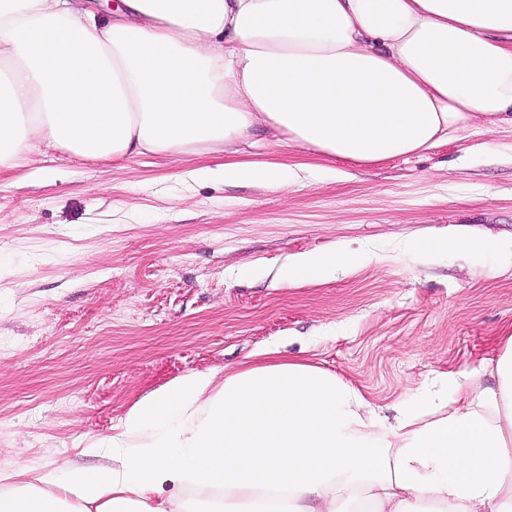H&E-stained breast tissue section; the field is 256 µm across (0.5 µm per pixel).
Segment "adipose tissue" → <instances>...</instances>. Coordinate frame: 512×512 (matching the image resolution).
Listing matches in <instances>:
<instances>
[{"label":"adipose tissue","mask_w":512,"mask_h":512,"mask_svg":"<svg viewBox=\"0 0 512 512\" xmlns=\"http://www.w3.org/2000/svg\"><path fill=\"white\" fill-rule=\"evenodd\" d=\"M0 69V172L36 147L123 161L262 126L371 164L512 125V0H120L107 16L0 0ZM186 177L282 187L300 172L232 161ZM357 259L305 253L278 279ZM394 411L268 348L223 384L191 373L141 397L106 464L0 470V512H512V335Z\"/></svg>","instance_id":"obj_1"}]
</instances>
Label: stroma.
<instances>
[{"label":"stroma","mask_w":512,"mask_h":512,"mask_svg":"<svg viewBox=\"0 0 512 512\" xmlns=\"http://www.w3.org/2000/svg\"><path fill=\"white\" fill-rule=\"evenodd\" d=\"M237 158L317 172L283 189L195 183L183 173L223 153L51 150L0 174V468L100 464L142 396L192 372L223 383L274 342L385 409L512 334L511 125L369 165L264 133ZM433 234L492 250H409ZM338 245L366 261L278 283L294 257Z\"/></svg>","instance_id":"obj_1"}]
</instances>
